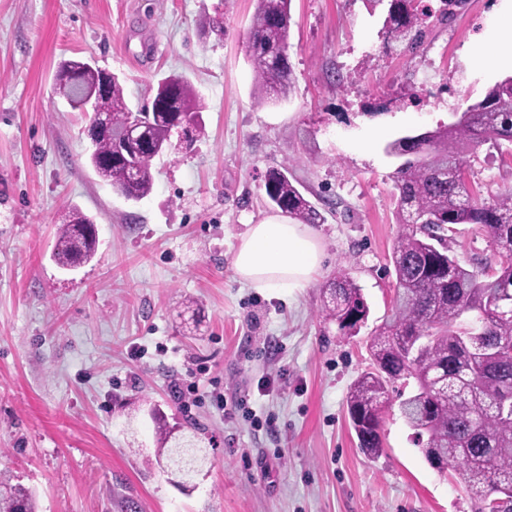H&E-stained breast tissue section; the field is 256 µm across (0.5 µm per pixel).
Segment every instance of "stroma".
Listing matches in <instances>:
<instances>
[{
    "mask_svg": "<svg viewBox=\"0 0 512 512\" xmlns=\"http://www.w3.org/2000/svg\"><path fill=\"white\" fill-rule=\"evenodd\" d=\"M254 0H0V482L37 512H477L455 473L420 453L398 406L383 452L365 455L346 399L366 343L390 311L398 157L388 145L458 121L511 66L477 70L470 51L512 0H468L409 51L386 5L292 0V90L253 98ZM223 34L204 33L208 20ZM116 74L131 107L184 75L204 109L192 144L173 132L151 193L129 201L87 160L90 115L55 93L65 59ZM292 164L324 213L322 273L292 296L234 275L249 225L273 214L268 170ZM488 198L512 187V144L479 147L469 176ZM93 218L94 258L52 259L71 208ZM462 263L496 264L485 233L454 226ZM346 270L369 315L353 332L321 315ZM224 396L225 408L215 404ZM200 424L209 452L178 487L150 411Z\"/></svg>",
    "mask_w": 512,
    "mask_h": 512,
    "instance_id": "1",
    "label": "stroma"
}]
</instances>
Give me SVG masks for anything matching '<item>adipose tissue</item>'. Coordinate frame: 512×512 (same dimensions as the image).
I'll list each match as a JSON object with an SVG mask.
<instances>
[{
  "label": "adipose tissue",
  "instance_id": "1",
  "mask_svg": "<svg viewBox=\"0 0 512 512\" xmlns=\"http://www.w3.org/2000/svg\"><path fill=\"white\" fill-rule=\"evenodd\" d=\"M470 63L487 69L512 64V13L505 14L495 30L473 49ZM324 251L308 226L275 214L249 225L233 255V270L241 282L264 293L294 294L319 276Z\"/></svg>",
  "mask_w": 512,
  "mask_h": 512
}]
</instances>
